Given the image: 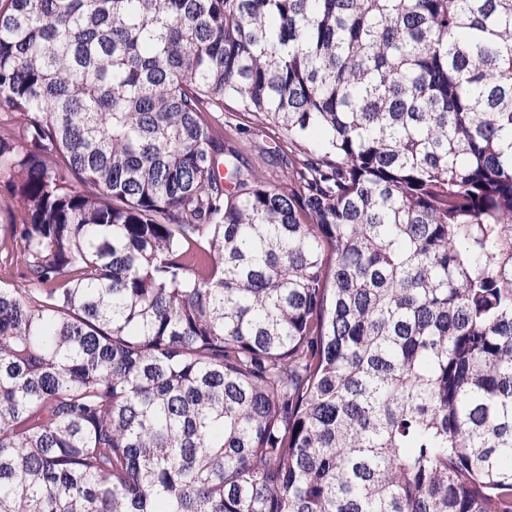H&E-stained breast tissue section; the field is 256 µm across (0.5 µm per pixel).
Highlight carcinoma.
<instances>
[{"label": "carcinoma", "mask_w": 512, "mask_h": 512, "mask_svg": "<svg viewBox=\"0 0 512 512\" xmlns=\"http://www.w3.org/2000/svg\"><path fill=\"white\" fill-rule=\"evenodd\" d=\"M1 202L0 512H512V0H0ZM256 146H254L253 143L241 149L245 162L252 167L261 169L269 177L277 180V176L280 174V169L272 164L269 158L262 155Z\"/></svg>", "instance_id": "obj_1"}]
</instances>
